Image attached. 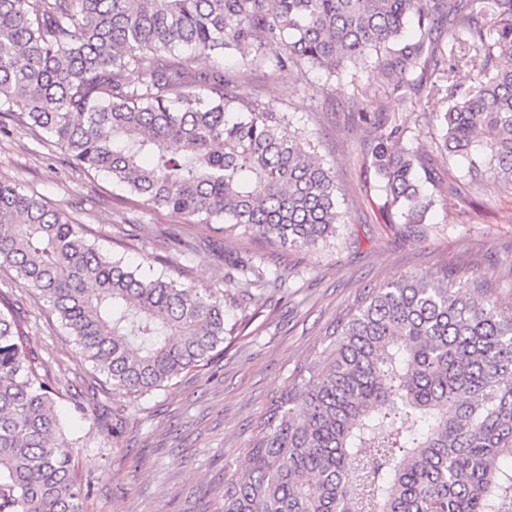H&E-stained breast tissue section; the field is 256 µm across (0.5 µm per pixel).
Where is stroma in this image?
<instances>
[{"mask_svg":"<svg viewBox=\"0 0 512 512\" xmlns=\"http://www.w3.org/2000/svg\"><path fill=\"white\" fill-rule=\"evenodd\" d=\"M391 89V79L374 64L352 78L328 80L306 69H260L250 77L248 92L289 113L311 136L343 194L348 224L312 250L224 237L168 211L139 213L117 199L110 176L73 168L45 136L0 112V180L19 183L74 216L102 252L146 273L222 292L227 318L236 325L209 362L167 389L135 397L113 390L49 304L22 288L13 271L0 269V299L23 319L40 374L59 387L57 406L70 433L87 441L74 453L78 478L91 486L84 512H215L213 490L223 485L227 467L244 463L271 398L363 289L418 270L446 269L512 301V191L491 181L473 187L464 161L441 154L429 115L387 99ZM370 94L371 112L395 119L403 141L424 154L431 178L423 188L434 200L424 223H401L366 158L374 127L351 105ZM236 258L262 260L279 281L242 296L229 278ZM116 415L123 419L117 436L106 427Z\"/></svg>","mask_w":512,"mask_h":512,"instance_id":"stroma-1","label":"stroma"}]
</instances>
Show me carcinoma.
I'll return each instance as SVG.
<instances>
[{"mask_svg":"<svg viewBox=\"0 0 512 512\" xmlns=\"http://www.w3.org/2000/svg\"><path fill=\"white\" fill-rule=\"evenodd\" d=\"M473 81L440 72L437 31ZM211 58L197 69L193 62ZM376 59L420 69L448 157L512 190V0H0V112L69 163L104 172L144 214L311 249L345 223L330 167L288 113L243 91L252 71L333 77ZM138 74V82L128 76ZM380 190L405 224L434 200L418 151L374 136ZM58 313L112 387L144 396L210 359L235 326L224 294L104 254L82 225L0 181V267ZM247 289L270 282L234 265ZM0 308V512H83L88 485L58 391ZM221 512H512V304L446 271L365 288L266 408Z\"/></svg>","mask_w":512,"mask_h":512,"instance_id":"carcinoma-1","label":"carcinoma"}]
</instances>
